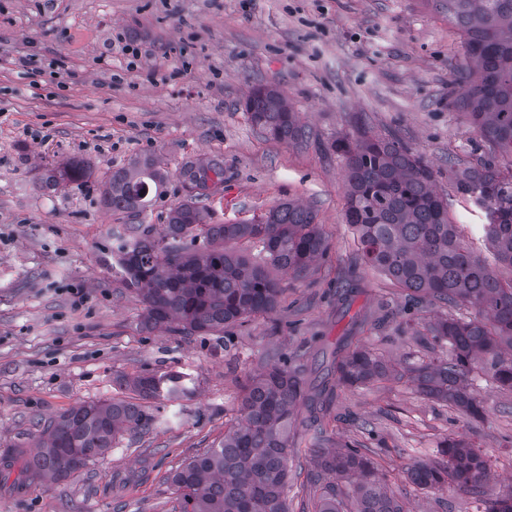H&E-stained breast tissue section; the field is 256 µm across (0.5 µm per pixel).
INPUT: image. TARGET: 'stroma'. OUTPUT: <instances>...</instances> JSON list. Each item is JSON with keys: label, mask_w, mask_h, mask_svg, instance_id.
Masks as SVG:
<instances>
[{"label": "stroma", "mask_w": 512, "mask_h": 512, "mask_svg": "<svg viewBox=\"0 0 512 512\" xmlns=\"http://www.w3.org/2000/svg\"><path fill=\"white\" fill-rule=\"evenodd\" d=\"M126 41L137 59L124 54ZM464 65L435 0H0V458L33 455L43 425L80 402L129 398L124 383L142 372L196 380L194 397L166 404L144 442L110 449L82 472L30 483L0 474V512H170L167 475L223 438L246 377L303 347L316 382L352 314L367 315L364 342L386 359L447 354V342L413 332L422 305L376 271L356 272L351 307L339 301L356 245L331 143L363 126L396 132L442 169L452 157L486 159L449 99ZM258 85L287 98L310 144L251 126L242 102ZM214 155L224 186L207 202L211 223L236 224L290 198L315 211L327 253L306 278L285 279L275 311L225 328L224 339L143 332L142 305L108 252L126 220L102 204L101 182L152 157L168 177L141 220L161 224L184 197L177 169ZM69 158L89 162L94 180L42 188V174ZM448 203L495 274L512 280L483 238V213L455 196ZM466 383L484 418L405 382L337 387L327 433L335 447L364 449L406 512H475L457 486L426 492L405 474L435 458L438 441L462 438L488 461L491 493L512 488V391L480 371Z\"/></svg>", "instance_id": "35a3bbf8"}]
</instances>
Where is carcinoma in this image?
Returning <instances> with one entry per match:
<instances>
[{"label": "carcinoma", "instance_id": "cac0c4a2", "mask_svg": "<svg viewBox=\"0 0 512 512\" xmlns=\"http://www.w3.org/2000/svg\"><path fill=\"white\" fill-rule=\"evenodd\" d=\"M448 22L463 40L471 80L453 92L490 153L512 157V0H444ZM250 124L267 136L304 146L312 131L282 94L252 88L243 101ZM345 167V222L355 232L357 260L377 270L410 299L436 301L448 312L429 323L450 354L406 368L409 381L429 399L480 417L483 407L464 384L483 357L498 388L512 390V281H501L449 217L439 171L396 134H345L331 143ZM90 166L69 159L51 170L54 189L91 179ZM185 200L165 224H128L110 254L112 270L142 304L140 328L176 336H210L276 309L280 275L304 278L327 249L315 212L294 200L279 203L242 224H211L202 201L224 185V160L179 168ZM166 175L150 157H137L104 181L103 205L136 219L146 210L150 185ZM448 184L485 212V240L496 258L512 266V174L491 159L465 165L448 158ZM258 248L253 255L248 247ZM465 306L473 316L452 310ZM366 319L357 318L336 343L328 373L336 384L367 386L400 374L363 343ZM305 355L296 353L250 376L241 386L239 417L217 444L198 452L166 478L173 512H290L288 461L294 448L296 411L325 406L334 385L323 378L311 388ZM180 372H144L129 382L141 402L80 403L44 427L37 451L22 461L20 481L63 479L104 458L121 444L131 447L162 423L161 407L194 392ZM313 468V512H404L374 462L357 448H332L319 417L302 435ZM488 462L462 439H445L438 457L415 462L407 479L424 491L456 483L470 489L484 512H512V492L484 499Z\"/></svg>", "mask_w": 512, "mask_h": 512}]
</instances>
